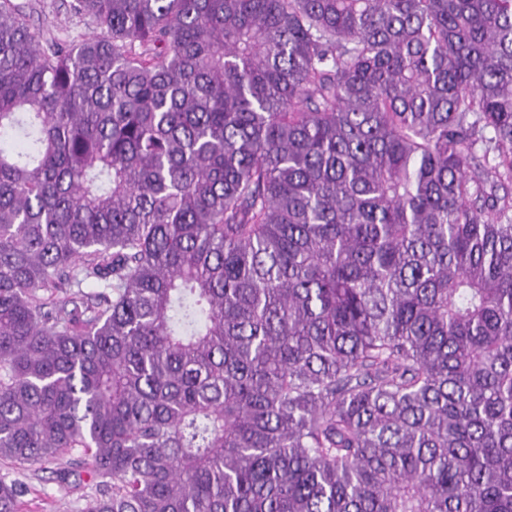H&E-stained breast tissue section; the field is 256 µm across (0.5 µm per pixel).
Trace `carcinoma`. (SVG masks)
<instances>
[{
  "mask_svg": "<svg viewBox=\"0 0 512 512\" xmlns=\"http://www.w3.org/2000/svg\"><path fill=\"white\" fill-rule=\"evenodd\" d=\"M68 10L0 0V461L82 512H512V0ZM13 2L24 6L27 12L29 10L33 12V23L35 27L40 28L45 37L78 42L100 32V29L88 26L72 16L67 8L68 0H13Z\"/></svg>",
  "mask_w": 512,
  "mask_h": 512,
  "instance_id": "carcinoma-1",
  "label": "carcinoma"
}]
</instances>
